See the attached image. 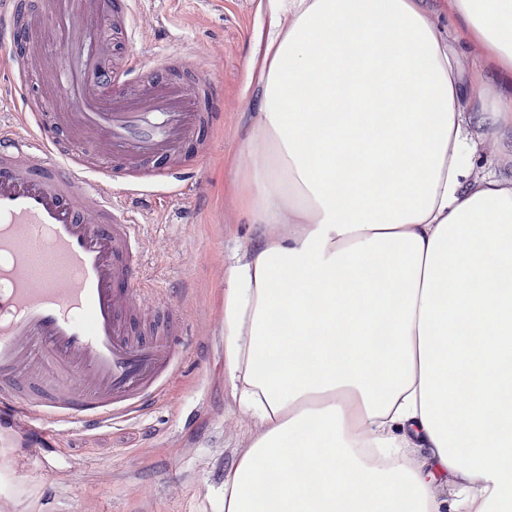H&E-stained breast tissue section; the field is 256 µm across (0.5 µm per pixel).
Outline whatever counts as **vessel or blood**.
Wrapping results in <instances>:
<instances>
[{"label":"vessel or blood","mask_w":512,"mask_h":512,"mask_svg":"<svg viewBox=\"0 0 512 512\" xmlns=\"http://www.w3.org/2000/svg\"><path fill=\"white\" fill-rule=\"evenodd\" d=\"M0 0L9 61L50 58L40 110L0 127V423L23 416L61 431L127 420L168 390L185 355L176 321L144 332L134 317L144 282L141 226L106 176L90 177L59 139L19 127L54 113L74 140L96 139L147 181L215 124L198 89L145 78L138 62L110 69L105 49L127 0ZM142 88L124 91L130 76Z\"/></svg>","instance_id":"1"}]
</instances>
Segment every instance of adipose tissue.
I'll use <instances>...</instances> for the list:
<instances>
[{
	"instance_id": "ef3b65f1",
	"label": "adipose tissue",
	"mask_w": 512,
	"mask_h": 512,
	"mask_svg": "<svg viewBox=\"0 0 512 512\" xmlns=\"http://www.w3.org/2000/svg\"><path fill=\"white\" fill-rule=\"evenodd\" d=\"M224 512H512V0H269ZM478 51L498 84L468 107Z\"/></svg>"
}]
</instances>
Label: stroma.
<instances>
[{
	"mask_svg": "<svg viewBox=\"0 0 512 512\" xmlns=\"http://www.w3.org/2000/svg\"><path fill=\"white\" fill-rule=\"evenodd\" d=\"M130 35L115 34L109 58L132 50L155 78L220 85L224 121L172 161L183 180L114 200L143 224V306L167 299L188 352L167 396L147 413L0 466V512H224V476L256 426L224 381V263L254 234L240 208L236 175L248 163L242 139L253 112L251 64L261 63L266 0H134Z\"/></svg>",
	"mask_w": 512,
	"mask_h": 512,
	"instance_id": "obj_1",
	"label": "stroma"
}]
</instances>
